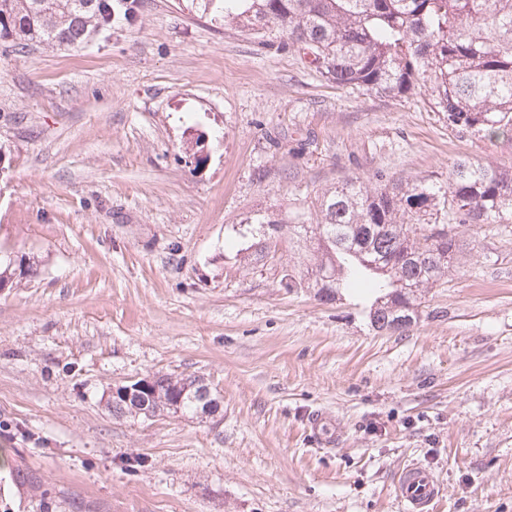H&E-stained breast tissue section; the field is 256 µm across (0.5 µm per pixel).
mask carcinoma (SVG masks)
Returning a JSON list of instances; mask_svg holds the SVG:
<instances>
[{
	"label": "carcinoma",
	"instance_id": "1",
	"mask_svg": "<svg viewBox=\"0 0 512 512\" xmlns=\"http://www.w3.org/2000/svg\"><path fill=\"white\" fill-rule=\"evenodd\" d=\"M185 8L235 23L277 51L322 59L338 86L406 97L432 85L448 125L480 137L512 136V0H186ZM112 25V0H0V40L17 47L85 44L89 25ZM321 219L288 225V241L313 244L307 276L335 272L340 295L363 280L370 323L415 306L417 292L448 274L458 228L512 220V171L460 160L448 181L403 184L376 171L317 197ZM383 296L392 306L378 304ZM196 377L152 374L153 416H194ZM12 476L37 512L72 502L33 471Z\"/></svg>",
	"mask_w": 512,
	"mask_h": 512
}]
</instances>
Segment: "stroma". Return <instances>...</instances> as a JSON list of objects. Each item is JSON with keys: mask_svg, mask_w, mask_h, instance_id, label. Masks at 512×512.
<instances>
[{"mask_svg": "<svg viewBox=\"0 0 512 512\" xmlns=\"http://www.w3.org/2000/svg\"><path fill=\"white\" fill-rule=\"evenodd\" d=\"M114 9L80 49L0 41V248L23 267L0 289V512H28L18 459L80 512H400L413 463L444 487L433 512H512V223L459 227L402 336L365 292L283 288L299 249L243 254L256 215L317 220L318 193L378 170H512V139L178 0ZM158 371L205 378L217 419L112 417V387ZM319 410L336 447L310 441Z\"/></svg>", "mask_w": 512, "mask_h": 512, "instance_id": "35a3bbf8", "label": "stroma"}]
</instances>
